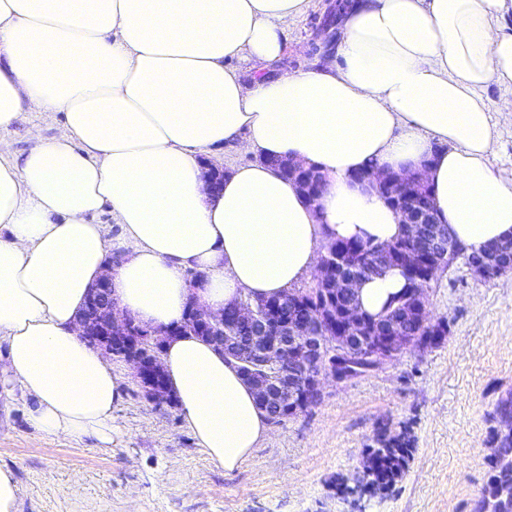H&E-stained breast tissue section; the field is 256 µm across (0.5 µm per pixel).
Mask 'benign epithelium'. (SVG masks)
<instances>
[{"instance_id": "7a95c632", "label": "benign epithelium", "mask_w": 512, "mask_h": 512, "mask_svg": "<svg viewBox=\"0 0 512 512\" xmlns=\"http://www.w3.org/2000/svg\"><path fill=\"white\" fill-rule=\"evenodd\" d=\"M288 179L306 191V200L314 203L318 193L307 191L308 182L321 181L323 175L315 168L288 163ZM357 180L375 189L402 216L407 237L411 242L422 239L425 226L435 223L433 207L420 203L418 187L426 180L423 174L400 176L391 173H364ZM400 262L418 270L421 283L431 280L439 271V263L429 256L408 247L399 255ZM473 275L480 278L501 275L512 270V242L490 246L482 257L469 263ZM317 274L330 287L353 288L359 275L338 273L327 266L326 256L320 255ZM109 279L103 278L90 289L77 316L81 339L88 345L110 355H118L132 366L144 397L157 406L171 405L172 396L165 380L160 359H148L141 352L145 341L163 349L168 340L178 336L176 328L149 329L138 327L128 313L116 312L111 299ZM275 307L266 314H257L240 302L234 310L240 322L261 326L262 335L252 337L246 345L224 333V314L215 315L204 309L192 296L187 317L194 332L222 350L236 364L241 376L251 386L262 406H276L278 412L291 417L304 412L325 397L326 381L342 384L360 376L357 368L363 362L371 370H379L397 361L410 347L401 344L402 337L368 334L364 319L351 307L336 310L332 304L313 309L305 323L288 320L279 322ZM301 382H296L297 377ZM374 452L366 451L362 471L354 478V490L369 487L374 473L371 459Z\"/></svg>"}]
</instances>
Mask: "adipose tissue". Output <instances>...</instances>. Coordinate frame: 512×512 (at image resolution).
<instances>
[{
    "mask_svg": "<svg viewBox=\"0 0 512 512\" xmlns=\"http://www.w3.org/2000/svg\"><path fill=\"white\" fill-rule=\"evenodd\" d=\"M309 2L0 0V400L31 397L40 432L112 441L123 379L75 324L102 276L151 327L180 322L192 294L214 312L280 295L328 241L400 236V215L355 179L368 170L425 173L465 253L512 238V175L489 159L483 95L512 86V0H357L335 54L274 72ZM34 111L62 113L67 133L30 130L15 151L1 134ZM228 148L256 160L215 193L206 172ZM274 158L322 172L316 203ZM404 286L397 270L361 280V311ZM162 361L201 448L235 470L269 431L236 366L193 336Z\"/></svg>",
    "mask_w": 512,
    "mask_h": 512,
    "instance_id": "1",
    "label": "adipose tissue"
}]
</instances>
